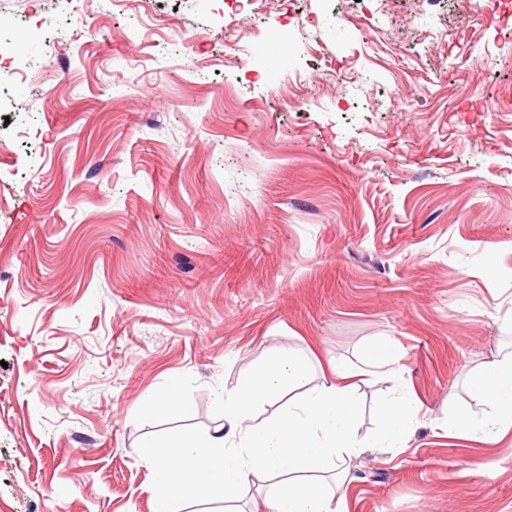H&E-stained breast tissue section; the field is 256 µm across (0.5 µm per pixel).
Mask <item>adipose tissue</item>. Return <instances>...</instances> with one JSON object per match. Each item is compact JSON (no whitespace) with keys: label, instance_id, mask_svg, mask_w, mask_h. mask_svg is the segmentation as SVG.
I'll list each match as a JSON object with an SVG mask.
<instances>
[{"label":"adipose tissue","instance_id":"1","mask_svg":"<svg viewBox=\"0 0 512 512\" xmlns=\"http://www.w3.org/2000/svg\"><path fill=\"white\" fill-rule=\"evenodd\" d=\"M298 385L307 391L287 410L259 417L261 407ZM470 388L486 407L485 420L450 414L449 433L476 442L485 422L499 435L511 433L512 352L480 364ZM222 411L223 424L206 441L181 433L149 442L160 512H185L195 497L223 501L225 512H236L235 501L251 490L263 512H335V491L349 482L363 450L404 447L420 418L415 400L399 386L380 407L376 435L360 437L351 372L339 368L313 378L307 360L289 349L250 363L240 384L225 392Z\"/></svg>","mask_w":512,"mask_h":512}]
</instances>
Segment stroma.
Wrapping results in <instances>:
<instances>
[{"mask_svg": "<svg viewBox=\"0 0 512 512\" xmlns=\"http://www.w3.org/2000/svg\"><path fill=\"white\" fill-rule=\"evenodd\" d=\"M304 25L274 39L289 14ZM0 512H158L144 445L266 350L384 340L421 408L343 512H512V0H0ZM176 379L184 415L151 404ZM470 388L486 407L485 420L495 433L512 431V352L480 364L470 379ZM448 434H455L469 441H484L481 425L465 413L448 415Z\"/></svg>", "mask_w": 512, "mask_h": 512, "instance_id": "stroma-1", "label": "stroma"}]
</instances>
